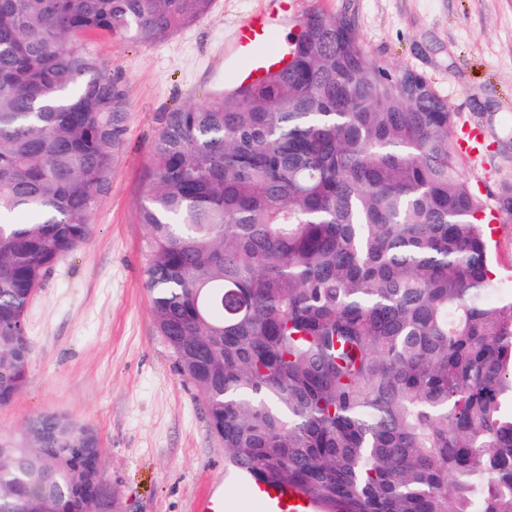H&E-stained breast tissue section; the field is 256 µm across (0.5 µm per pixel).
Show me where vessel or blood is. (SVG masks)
Listing matches in <instances>:
<instances>
[{
    "label": "vessel or blood",
    "instance_id": "b4317fda",
    "mask_svg": "<svg viewBox=\"0 0 512 512\" xmlns=\"http://www.w3.org/2000/svg\"><path fill=\"white\" fill-rule=\"evenodd\" d=\"M288 21V0H277L270 10L247 17L235 31L232 43L234 66L232 79L253 83L270 70L287 69L289 48L282 27ZM259 492L273 507H287L289 512H313L310 502L295 499L292 490L260 486Z\"/></svg>",
    "mask_w": 512,
    "mask_h": 512
}]
</instances>
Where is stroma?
Instances as JSON below:
<instances>
[{"label":"stroma","mask_w":512,"mask_h":512,"mask_svg":"<svg viewBox=\"0 0 512 512\" xmlns=\"http://www.w3.org/2000/svg\"><path fill=\"white\" fill-rule=\"evenodd\" d=\"M271 6L214 0L207 16L150 46L92 40L129 93L127 149L89 240L52 269L28 308L29 380L0 409V438L47 412L92 427L102 474L118 490L122 512H193L195 500L219 485L228 512H267L252 484L226 472L224 445L203 400L154 326L138 210L157 116L221 91L234 31ZM312 8L350 16L374 60L420 74L447 100L455 128L482 130L481 157L462 158L459 172L495 211L487 228L490 297L512 298V214L496 203L512 168L505 161L512 156V0H292L290 16Z\"/></svg>","instance_id":"35a3bbf8"}]
</instances>
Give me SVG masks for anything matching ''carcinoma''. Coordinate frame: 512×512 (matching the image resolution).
<instances>
[{
	"label": "carcinoma",
	"mask_w": 512,
	"mask_h": 512,
	"mask_svg": "<svg viewBox=\"0 0 512 512\" xmlns=\"http://www.w3.org/2000/svg\"><path fill=\"white\" fill-rule=\"evenodd\" d=\"M213 0H0V407L30 372L28 307L90 238L130 101L86 41L152 45ZM288 33V69L158 118L139 211L150 312L225 465L317 512H512V301L455 113L353 19ZM28 211L29 223L14 221ZM0 458V512L73 508L93 430L46 413Z\"/></svg>",
	"instance_id": "carcinoma-1"
}]
</instances>
